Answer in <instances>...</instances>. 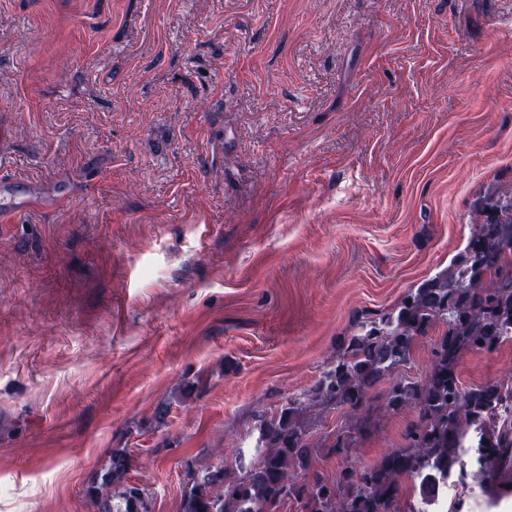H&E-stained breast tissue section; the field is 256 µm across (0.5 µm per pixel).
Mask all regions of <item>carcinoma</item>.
<instances>
[{"mask_svg": "<svg viewBox=\"0 0 512 512\" xmlns=\"http://www.w3.org/2000/svg\"><path fill=\"white\" fill-rule=\"evenodd\" d=\"M478 214L481 220L448 268L394 308L358 316L314 384L271 417H257L250 469L240 476L222 466L190 471L182 512H279L294 502L300 512H416L399 500L398 480L414 481V500L434 498L448 471H465L461 448L470 437L487 461L482 487L488 500L512 496V377L464 387L457 374L463 354L493 352L512 340V189L486 193ZM437 327L443 332L424 377L397 376L415 341ZM384 381L385 391L374 393ZM308 406L357 418L320 443L307 424ZM407 406L419 418L406 428L403 447L369 465H346L330 480L318 473L311 482L299 477L324 449L349 458L377 409L395 413ZM129 466L126 449H113L97 487L99 512H149L146 490L126 479Z\"/></svg>", "mask_w": 512, "mask_h": 512, "instance_id": "carcinoma-1", "label": "carcinoma"}]
</instances>
